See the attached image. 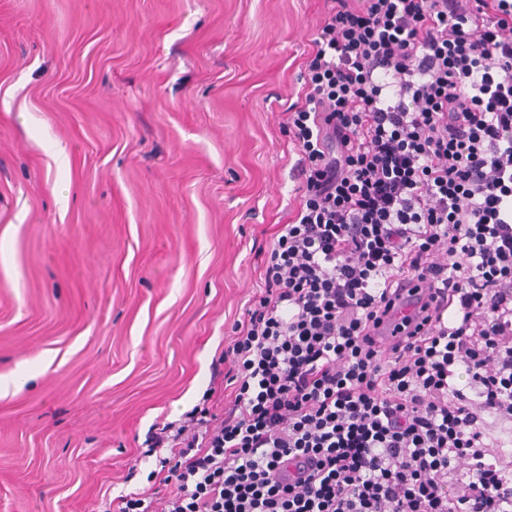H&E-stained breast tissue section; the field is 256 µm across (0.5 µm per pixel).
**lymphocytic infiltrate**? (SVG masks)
Instances as JSON below:
<instances>
[{
    "instance_id": "f902f5d3",
    "label": "lymphocytic infiltrate",
    "mask_w": 512,
    "mask_h": 512,
    "mask_svg": "<svg viewBox=\"0 0 512 512\" xmlns=\"http://www.w3.org/2000/svg\"><path fill=\"white\" fill-rule=\"evenodd\" d=\"M325 5L224 415L152 439L167 512H512V0Z\"/></svg>"
}]
</instances>
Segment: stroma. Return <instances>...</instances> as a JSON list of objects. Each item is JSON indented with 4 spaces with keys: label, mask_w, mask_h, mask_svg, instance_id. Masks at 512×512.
I'll return each mask as SVG.
<instances>
[{
    "label": "stroma",
    "mask_w": 512,
    "mask_h": 512,
    "mask_svg": "<svg viewBox=\"0 0 512 512\" xmlns=\"http://www.w3.org/2000/svg\"><path fill=\"white\" fill-rule=\"evenodd\" d=\"M324 0H0V512L152 487L300 199Z\"/></svg>",
    "instance_id": "stroma-1"
}]
</instances>
